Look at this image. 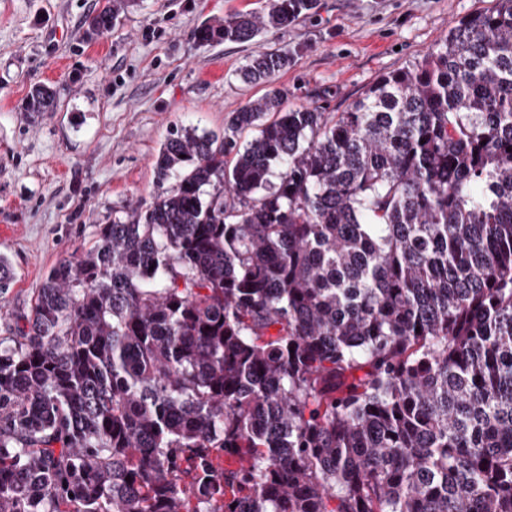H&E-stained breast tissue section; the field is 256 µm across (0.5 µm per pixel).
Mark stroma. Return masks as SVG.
<instances>
[{
	"label": "stroma",
	"instance_id": "stroma-1",
	"mask_svg": "<svg viewBox=\"0 0 512 512\" xmlns=\"http://www.w3.org/2000/svg\"><path fill=\"white\" fill-rule=\"evenodd\" d=\"M100 4L0 0V255L15 272L0 300L6 317L29 313L48 270L90 248L100 225L162 192L152 161L170 129L222 133L231 112L265 93L236 75L249 56L295 50L275 81L285 108L343 112L496 0H319L286 30L203 46V20L264 0H132L111 32L87 35ZM36 84L57 92L54 110L37 116L24 110Z\"/></svg>",
	"mask_w": 512,
	"mask_h": 512
}]
</instances>
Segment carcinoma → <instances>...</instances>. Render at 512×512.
Returning a JSON list of instances; mask_svg holds the SVG:
<instances>
[{
  "label": "carcinoma",
  "instance_id": "obj_1",
  "mask_svg": "<svg viewBox=\"0 0 512 512\" xmlns=\"http://www.w3.org/2000/svg\"><path fill=\"white\" fill-rule=\"evenodd\" d=\"M317 7L266 0L195 39ZM293 62L261 51L240 76ZM283 103L170 131L153 167L172 187L15 317L0 512H512V0L345 112ZM53 106L35 86L25 110ZM14 281L0 255L1 298Z\"/></svg>",
  "mask_w": 512,
  "mask_h": 512
}]
</instances>
